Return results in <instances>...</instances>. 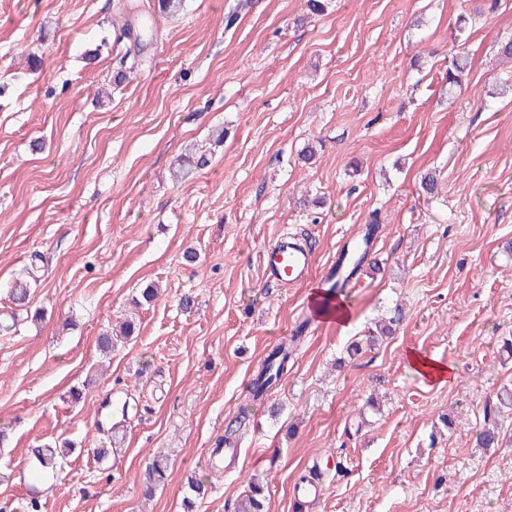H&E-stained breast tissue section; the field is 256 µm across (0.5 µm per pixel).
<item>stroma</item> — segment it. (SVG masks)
Returning a JSON list of instances; mask_svg holds the SVG:
<instances>
[{"label": "stroma", "mask_w": 512, "mask_h": 512, "mask_svg": "<svg viewBox=\"0 0 512 512\" xmlns=\"http://www.w3.org/2000/svg\"><path fill=\"white\" fill-rule=\"evenodd\" d=\"M324 4L186 0L170 17L157 0H0V512L34 495L46 512H183L242 412L238 455L194 512H227L252 477L268 512H297L292 487L315 469L308 512H512V0ZM459 53L470 70L451 94ZM218 126L210 165L175 182ZM375 216L349 323L309 318L308 285L264 276L282 233L320 274ZM33 263L38 321L7 299ZM151 282L160 299L103 357L98 336ZM298 330L288 374L252 400ZM411 349L452 382L425 384ZM488 424L498 447H476ZM61 438L77 448L60 480L33 482L30 449ZM112 442L119 460L99 459ZM302 331H297L285 341L276 345L264 359L260 370L250 384V394L253 400L262 399L281 378L288 374V365L303 340Z\"/></svg>", "instance_id": "35a3bbf8"}]
</instances>
